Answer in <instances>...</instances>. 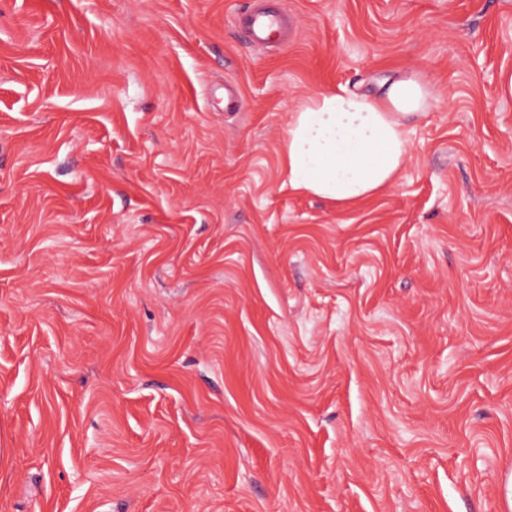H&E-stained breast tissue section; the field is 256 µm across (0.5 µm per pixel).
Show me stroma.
Listing matches in <instances>:
<instances>
[{
    "instance_id": "35a3bbf8",
    "label": "stroma",
    "mask_w": 512,
    "mask_h": 512,
    "mask_svg": "<svg viewBox=\"0 0 512 512\" xmlns=\"http://www.w3.org/2000/svg\"><path fill=\"white\" fill-rule=\"evenodd\" d=\"M249 4L0 0V512H512V0ZM410 71L387 189L288 188ZM244 17L242 31L246 36L247 43L256 48L264 49L271 44L273 29L285 26L286 20L283 16L271 14L261 9H252L248 12L242 10L239 18ZM432 101L433 93L415 72L373 96L339 86L311 98L288 126V187L336 203L384 190L407 155V120L427 112Z\"/></svg>"
}]
</instances>
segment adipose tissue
<instances>
[{
	"instance_id": "obj_1",
	"label": "adipose tissue",
	"mask_w": 512,
	"mask_h": 512,
	"mask_svg": "<svg viewBox=\"0 0 512 512\" xmlns=\"http://www.w3.org/2000/svg\"><path fill=\"white\" fill-rule=\"evenodd\" d=\"M433 99L415 72L373 96L341 86L311 98L288 126L284 169L289 187L336 202L384 190L405 161L408 119L427 112Z\"/></svg>"
}]
</instances>
